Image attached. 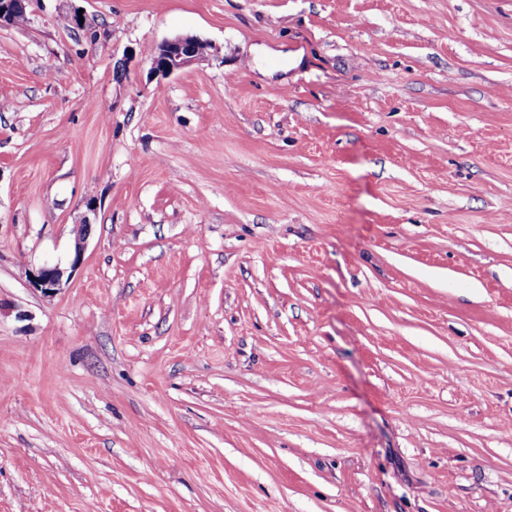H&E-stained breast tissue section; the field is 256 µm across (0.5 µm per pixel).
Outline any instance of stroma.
I'll return each mask as SVG.
<instances>
[{"mask_svg":"<svg viewBox=\"0 0 512 512\" xmlns=\"http://www.w3.org/2000/svg\"><path fill=\"white\" fill-rule=\"evenodd\" d=\"M0 512H512V0L0 26ZM194 36H183L161 43V58L151 59L150 69L156 74L170 75L187 64L199 59V55L208 54L210 48L206 42H199ZM196 45L197 55L193 47ZM64 270L59 264L44 266L33 275V285L43 293H54L60 286Z\"/></svg>","mask_w":512,"mask_h":512,"instance_id":"obj_1","label":"stroma"}]
</instances>
